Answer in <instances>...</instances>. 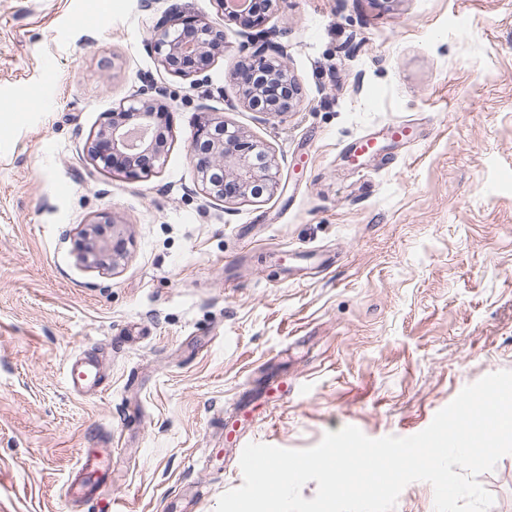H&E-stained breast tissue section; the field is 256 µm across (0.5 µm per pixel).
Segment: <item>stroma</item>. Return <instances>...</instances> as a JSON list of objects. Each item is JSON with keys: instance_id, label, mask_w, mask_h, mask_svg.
<instances>
[{"instance_id": "obj_1", "label": "stroma", "mask_w": 512, "mask_h": 512, "mask_svg": "<svg viewBox=\"0 0 512 512\" xmlns=\"http://www.w3.org/2000/svg\"><path fill=\"white\" fill-rule=\"evenodd\" d=\"M172 4L224 25L194 82L150 50ZM263 28L302 87L282 117L240 103L215 0H0V512H215L235 441L409 437L512 370V0H283ZM147 79L164 165L96 168L88 136ZM205 112L269 147L273 195L196 192ZM103 211L133 236L105 274L75 251ZM81 359L101 380L75 390ZM87 453L110 465L74 499ZM478 481L512 512V454Z\"/></svg>"}]
</instances>
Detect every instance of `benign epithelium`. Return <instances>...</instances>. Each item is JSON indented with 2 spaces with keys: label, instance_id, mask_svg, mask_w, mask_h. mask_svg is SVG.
<instances>
[{
  "label": "benign epithelium",
  "instance_id": "obj_1",
  "mask_svg": "<svg viewBox=\"0 0 512 512\" xmlns=\"http://www.w3.org/2000/svg\"><path fill=\"white\" fill-rule=\"evenodd\" d=\"M217 2L225 18L248 31L234 72L243 107L277 117L296 111L301 88L282 47L263 30L250 33L281 0H238L232 6L227 0ZM150 47L167 71L189 79L224 55V29L172 6L156 21ZM167 96L166 89L146 84L106 113L87 143L89 158L105 169L131 176L154 172L167 154L172 132ZM188 154L196 185L209 198L230 203L259 199L277 189L275 156L245 131L229 130L220 117L206 115L199 121ZM129 242L127 225L102 212L80 227L76 245L85 266L111 272L125 256Z\"/></svg>",
  "mask_w": 512,
  "mask_h": 512
}]
</instances>
